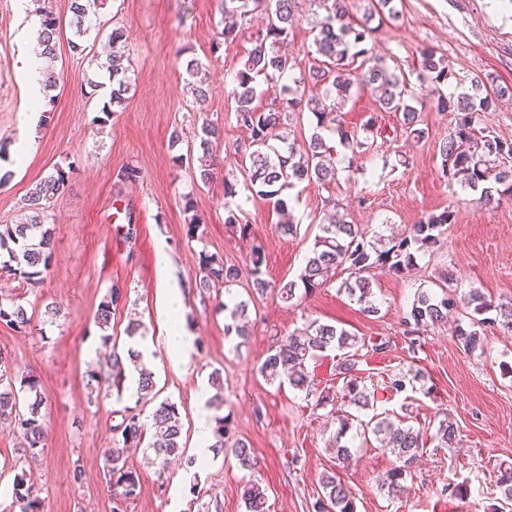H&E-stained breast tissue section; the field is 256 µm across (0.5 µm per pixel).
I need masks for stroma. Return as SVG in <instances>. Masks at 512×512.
<instances>
[{"instance_id": "stroma-1", "label": "stroma", "mask_w": 512, "mask_h": 512, "mask_svg": "<svg viewBox=\"0 0 512 512\" xmlns=\"http://www.w3.org/2000/svg\"><path fill=\"white\" fill-rule=\"evenodd\" d=\"M62 26L63 43L52 90L56 107L47 122L30 130L20 125L27 94L18 70L26 49L25 24L16 0H0V145L27 138L25 163L11 161L10 181L0 185V224L24 219L22 200L36 180L54 166L75 162L71 188L57 198L52 210L56 229L52 263L41 287L0 278V294L12 296L33 311L39 330L24 334L0 322V356L14 378L36 376L46 395L41 413L48 426V447L40 460L20 454L21 439L0 426V506L9 507L3 490L17 471H25L42 500L43 512H112V491L104 473V453L113 445L116 410L134 405L131 391L91 396L87 371L105 348L95 324L100 301L112 289L121 299L112 313V339L118 350L128 342L130 319L142 323L152 345L149 363L159 399L174 402L181 415L182 458L165 470L153 464L154 453L143 447L130 461L141 488L125 502L124 512H245L244 472L235 459L209 454L195 457L198 411L213 394L210 376L224 379L221 415L230 418L235 433L258 459L255 481L266 490L270 512H313L323 472L337 468L330 441L335 416L318 408L315 395L339 391L342 379L338 350L330 349L308 361L314 394L288 384L267 382L258 366L288 333L317 320L345 328L358 339L356 376L376 389L377 407L412 418L414 424L436 422L437 412H450L459 430L453 446L428 438L425 451L411 469L410 488L403 499H391L375 478L394 462L373 447L358 449L340 476L357 498V512H497L502 502L495 481L499 468L512 464V333L484 326L481 342L464 352L456 326H468L464 294L480 289L492 302L512 300V199L484 206L458 183L440 173L438 145L448 134L450 114L438 111L429 86L411 81L423 102L427 138L407 139L402 116L379 111L374 95H353L342 110L347 127L374 119L377 139L357 157L354 172L338 171L335 184L325 188L302 182L288 196L298 226L296 234L278 231V215L266 200L238 184L237 200L245 209L250 234L240 237L224 222V177L241 175L250 166L246 152L235 146L247 139L237 127L228 91L236 72L252 49L260 17H247L239 39L228 49L215 50L221 39V0H106L91 17L92 29L83 52L71 51V0H40ZM398 17L385 19L374 43L375 55L398 58L412 73L423 49L443 56L451 77L447 92L459 94L474 76L512 87V8L505 0H395ZM122 29L132 64V87L124 108L106 128L95 118L107 99L90 81H103L101 63L112 29ZM207 66L208 93L196 103L184 89V68L177 51ZM224 127L216 151L224 159L222 174L207 186H194L189 166H174L178 154L194 153V132L202 120ZM181 128L183 139L171 144ZM138 168L136 182L115 189L118 170ZM192 193L201 220V239L185 237L183 196ZM456 219L442 234L433 253L395 274L377 266L369 271L379 311L364 314L340 292L347 278L337 270L324 287L308 295L301 306L283 303L274 292L250 295L246 258L252 246H262L267 278L278 282L296 277L311 254L320 226L332 213L361 224L376 234L402 237L414 224L444 209ZM132 217H125V210ZM134 220L137 237L129 241L123 227ZM170 253L184 283L182 318L193 335L194 350L186 368L173 369L166 359V333L160 326L159 248ZM223 257L241 267L230 292L200 295L195 287L199 251ZM456 283L454 306L447 322L431 325L417 340L404 334L403 320L418 291L436 289L442 279ZM249 304L251 336L246 343L224 336V315L217 309L225 298ZM60 305L57 319L45 314L47 304ZM403 372L409 387L398 394L381 391L387 375ZM81 481H73V469ZM466 482L468 495L459 499L448 487Z\"/></svg>"}]
</instances>
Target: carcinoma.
Segmentation results:
<instances>
[{
  "label": "carcinoma",
  "instance_id": "obj_1",
  "mask_svg": "<svg viewBox=\"0 0 512 512\" xmlns=\"http://www.w3.org/2000/svg\"><path fill=\"white\" fill-rule=\"evenodd\" d=\"M309 5V10L317 16L312 32L315 53L320 56L308 72L292 78V85L282 86L288 93L277 107H265L257 102V86L263 82L275 88L286 74L294 70L290 57L282 52L288 44L298 21L300 3ZM394 0H370V7L362 17L349 16L346 0H221L224 13L223 45L229 47L236 41L238 21L248 14L260 12L266 17L264 31L256 37L255 45L249 52L243 68L234 78L230 98L234 103L233 117L237 126L248 133L247 143L236 145L237 149L248 152L251 164L243 174L247 188L256 196L272 203L279 216L277 228L284 235L297 231L292 209L282 193L299 182H314L329 186L336 182V164L342 162L346 168L353 167L355 154L368 148L372 124L363 125L361 130H350L343 126L342 112L345 101L353 88L370 89L375 92L379 109L383 112H399L405 133L422 140L428 135L422 127V110L411 103L407 79L399 65L391 66L383 58H371L378 27L373 25L377 16L396 13ZM105 0H71L73 14L71 27L74 40L69 42L72 50H80L78 39L87 34L85 19L91 9L101 8ZM42 31L39 43L40 56L45 69L53 72L57 59V46L60 39V22L50 11L41 14ZM109 53L103 63L112 79V89L108 101L104 103L102 115L97 117L99 127L109 121L114 108L122 106L131 89L129 67L124 64L125 41L121 29L115 28L109 35ZM362 58V64L355 65V59ZM372 65L363 67V64ZM186 85L192 96H206V70L197 58L186 60ZM418 78L433 85L438 93L436 106L442 112L453 115V128L448 137L439 144L441 174L455 180L463 187L480 191L479 204H489L504 197L512 199V166L505 159H512V142L495 135L491 131H476L475 123L479 113L489 111L496 105L505 91H496L487 86L483 79L470 80V92L457 96L440 92V85L448 82V66L441 56L431 50L420 53ZM328 83L332 90L319 97L306 96V84ZM308 111L316 120L317 131L310 136L308 144L296 147L284 136L291 114ZM328 131L339 136L341 142L350 149L352 156L338 161L326 146L322 132ZM201 153L173 156L174 165L180 167L184 160L191 161L196 181L210 183L220 166L219 156L213 147L224 141V126L213 122H203L197 130ZM281 142L275 146L272 141ZM70 186V175L58 167L47 176L32 184L23 198L26 212L21 224L0 225V276L7 275L22 280L28 286L37 288L43 282V274L49 269L52 258L53 230L50 209L55 198L65 194ZM238 195L235 183L224 180V223L239 229L240 235L250 234L247 213L234 202ZM183 212L186 214L187 235L198 234L200 221L195 213L192 193L183 195ZM451 209L431 214L414 225L412 234L389 242V247L379 249L367 240L366 232L358 224L339 219L331 224L320 225L321 235L317 236L312 256L297 278L278 285L277 294L281 301L299 305L303 298L325 285L331 274L340 267H346L349 276L342 282L341 289L347 297L358 304L367 314L378 312L375 292L367 269L383 266L394 272H401L416 263L417 255L432 251L438 246L445 226L454 221ZM264 253L261 246L253 247L246 265L256 292H264L271 287L265 278ZM200 276L196 288L200 293L224 289L230 293V286L240 276V269L224 263V258L204 250L199 252ZM448 281L440 286L441 293L430 290L419 292L411 304L405 318V334L413 336L421 328L444 321L448 308L453 306L448 297ZM120 289L100 302L96 312V324L101 331V340L107 344L112 339V310L119 301ZM468 306L472 307L469 328L458 327L457 336L467 353L475 351L480 343L479 327L485 323L497 322L502 328L512 332V302L493 304L477 288L467 292ZM248 305L244 301L224 303L225 337L235 336L245 340L250 336L245 322ZM496 312L491 319L486 313ZM0 322L20 333L35 331L34 315L14 298H0ZM357 344V337L346 329L321 323L317 320L296 334L284 337L270 351L260 366V373L269 380L286 379L288 384L299 391L312 393L306 363L318 354L336 348L348 351L339 364V374L343 375L341 399L348 406L356 408L357 414L347 411L336 413V460L345 462L350 457L351 441L358 437L373 435L377 448L395 457L391 468L378 475V488L389 497H402L408 491L406 484L410 469L424 445V429L409 423L407 417H390L387 412L369 414L374 409L375 392L360 386L353 376L355 361L349 350ZM136 363L138 378L136 393L140 400L155 397L153 372L139 363L141 355L135 351L128 354ZM107 370L88 374L87 385L97 391L105 387L122 393L127 381L123 357L112 354V361L106 364ZM25 393V410H19V393ZM44 393L39 381L28 375L15 386L7 378V371L0 372V423H10L13 431L24 440L23 452L30 459L39 458L46 448L48 431L41 414ZM120 422L113 431L118 434L114 446L105 456V475L113 491L115 507L120 512L122 502L135 497L140 488L139 475L129 465L131 454L136 452L145 434V423L141 412L126 406L117 411ZM153 441L150 448L160 466L168 460L180 457L185 448L180 444L182 425L175 404L163 400L152 413ZM457 423L445 412L436 426V437L448 446L456 439ZM211 448L217 452L230 454L238 466L251 471L256 466L253 452L240 439L234 438L230 418L221 416L215 419ZM321 494L313 505L314 512H357L356 497L351 488L335 472H327L320 478ZM496 487L503 500L512 501V466L500 472ZM12 503L19 506L20 512H42L41 499L26 474L14 476L8 489ZM242 498L246 512H268L267 496L262 486L249 480L243 488Z\"/></svg>",
  "mask_w": 512,
  "mask_h": 512
}]
</instances>
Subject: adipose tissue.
<instances>
[{
    "label": "adipose tissue",
    "instance_id": "1",
    "mask_svg": "<svg viewBox=\"0 0 512 512\" xmlns=\"http://www.w3.org/2000/svg\"><path fill=\"white\" fill-rule=\"evenodd\" d=\"M21 71L30 103L28 110L21 115V123L30 126L34 124L44 98L43 60L37 52L29 51L24 54ZM157 261L163 279L158 317L166 330L168 361L173 367L179 368L186 366L191 358L193 337L178 315L181 290L169 280L172 265L168 253L159 251Z\"/></svg>",
    "mask_w": 512,
    "mask_h": 512
}]
</instances>
